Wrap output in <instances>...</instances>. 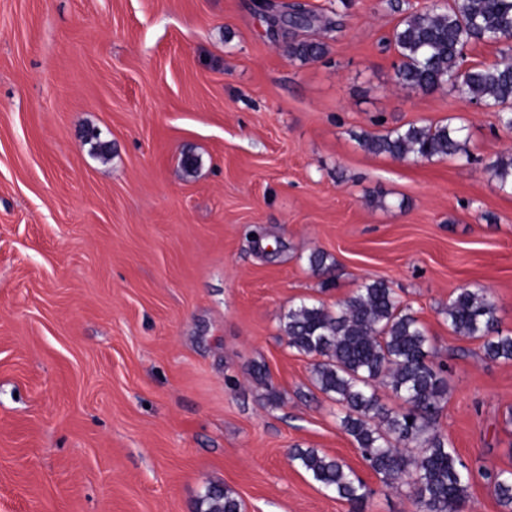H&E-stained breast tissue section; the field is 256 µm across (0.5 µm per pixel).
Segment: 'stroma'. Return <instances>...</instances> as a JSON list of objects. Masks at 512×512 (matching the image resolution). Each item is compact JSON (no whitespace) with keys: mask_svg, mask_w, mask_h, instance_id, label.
I'll return each mask as SVG.
<instances>
[{"mask_svg":"<svg viewBox=\"0 0 512 512\" xmlns=\"http://www.w3.org/2000/svg\"><path fill=\"white\" fill-rule=\"evenodd\" d=\"M429 2L0 0V512H195L210 484L243 512H352L293 448L343 460L366 512H415L282 330L290 306L379 280L447 367L435 432L512 471V361L444 314L482 288L512 332V189L484 169L512 134L397 84L383 42ZM294 4L317 23L272 34ZM299 40L324 54L292 58ZM430 122L463 127L476 163L358 140Z\"/></svg>","mask_w":512,"mask_h":512,"instance_id":"35a3bbf8","label":"stroma"}]
</instances>
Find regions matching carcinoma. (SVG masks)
Wrapping results in <instances>:
<instances>
[{
    "label": "carcinoma",
    "instance_id": "carcinoma-1",
    "mask_svg": "<svg viewBox=\"0 0 512 512\" xmlns=\"http://www.w3.org/2000/svg\"><path fill=\"white\" fill-rule=\"evenodd\" d=\"M483 43L497 48L499 60L467 64L466 50ZM389 44L400 62L396 82L432 93L448 88L459 98L495 109L498 124L512 133V0H448L405 16ZM323 44L302 40L289 54L308 62ZM362 146L399 161L459 156L466 162L462 128L443 123L409 124L384 135H360ZM486 169L501 185L512 186V154H500ZM448 325L459 336L482 340L484 357L512 360V334L499 328L498 307L483 289L461 288L448 302ZM283 332L288 346L314 359V385L340 407V423L362 458L390 488L405 485L416 512H466L472 469L440 436L431 433L448 394L443 369L434 363L427 330L384 281H375L336 304L302 301L288 308ZM387 388L406 409H386L378 390ZM417 443L418 454L406 449ZM289 460L354 512L369 497L362 480L338 459L314 448H293ZM502 512H512V471L484 469ZM197 512H241L234 492L210 485Z\"/></svg>",
    "mask_w": 512,
    "mask_h": 512
}]
</instances>
